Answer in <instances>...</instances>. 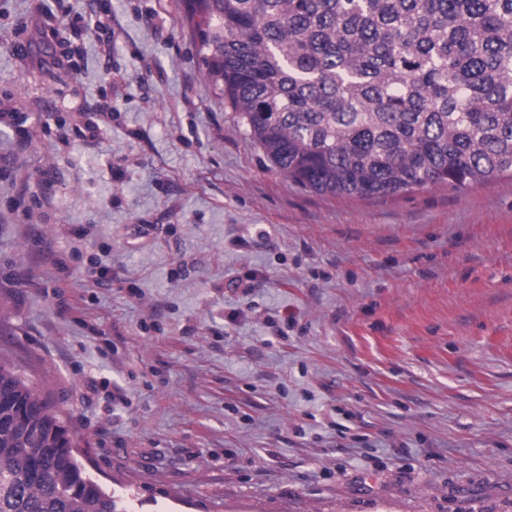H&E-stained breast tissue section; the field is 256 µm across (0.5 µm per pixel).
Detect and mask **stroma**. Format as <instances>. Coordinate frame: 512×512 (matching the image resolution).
<instances>
[{"label": "stroma", "mask_w": 512, "mask_h": 512, "mask_svg": "<svg viewBox=\"0 0 512 512\" xmlns=\"http://www.w3.org/2000/svg\"><path fill=\"white\" fill-rule=\"evenodd\" d=\"M4 97L32 142L0 124V360L105 490L136 512H512L511 175L302 188L216 94L189 0H0Z\"/></svg>", "instance_id": "stroma-1"}]
</instances>
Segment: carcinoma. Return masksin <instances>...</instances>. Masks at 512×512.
<instances>
[{
  "label": "carcinoma",
  "mask_w": 512,
  "mask_h": 512,
  "mask_svg": "<svg viewBox=\"0 0 512 512\" xmlns=\"http://www.w3.org/2000/svg\"><path fill=\"white\" fill-rule=\"evenodd\" d=\"M209 75L272 168L320 195L512 172V0H194ZM0 512H127L0 362Z\"/></svg>",
  "instance_id": "1"
}]
</instances>
